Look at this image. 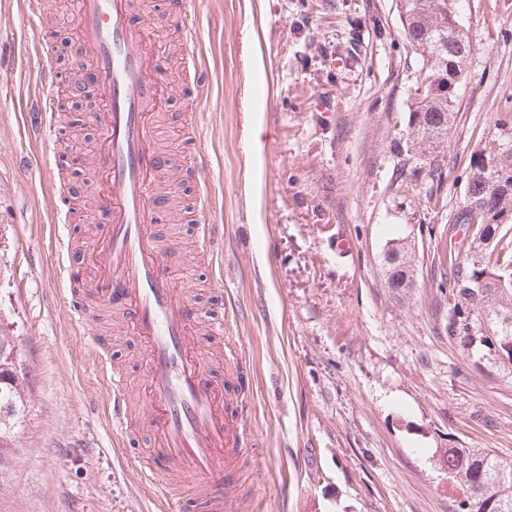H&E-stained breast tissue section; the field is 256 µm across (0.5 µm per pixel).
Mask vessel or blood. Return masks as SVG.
I'll return each instance as SVG.
<instances>
[{"mask_svg":"<svg viewBox=\"0 0 512 512\" xmlns=\"http://www.w3.org/2000/svg\"><path fill=\"white\" fill-rule=\"evenodd\" d=\"M183 41L195 48L200 35L185 0H170ZM80 20L78 51L85 61L75 82L92 86L99 106L93 120L100 131L92 156L96 189L88 204L101 217L81 259L59 242L60 273L68 285L71 326L88 323L78 288H94L117 310L128 335L141 346L149 447L130 458L166 512H251L252 503L236 492L238 466L250 447L246 397L239 368L216 378L202 357L204 345L224 350V317L200 310L171 273L181 260L160 226L171 201L159 187L166 179L205 185L202 169L175 168L156 142L162 97L187 96L201 84L200 73L185 82L168 77L150 22L131 0H75ZM53 65L42 68L36 105L26 127L51 140L58 124ZM90 343L98 355L96 371L108 394L110 425L124 441L138 437L128 410L130 382L112 363L107 342ZM178 474L196 481L189 496L169 481Z\"/></svg>","mask_w":512,"mask_h":512,"instance_id":"b4317fda","label":"vessel or blood"}]
</instances>
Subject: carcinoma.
Masks as SVG:
<instances>
[{
  "mask_svg": "<svg viewBox=\"0 0 512 512\" xmlns=\"http://www.w3.org/2000/svg\"><path fill=\"white\" fill-rule=\"evenodd\" d=\"M462 0H399L405 38L425 74L421 90L410 94V116L416 117V138L399 147L400 156H417L410 168L422 177L427 200L440 190L447 165L441 144L454 121L458 90L467 78L473 44ZM498 148L480 150L470 159V177L448 223L464 228L465 239L493 246L482 254L448 249L453 278L443 281L448 306L443 319L448 339L462 350L482 351L486 363L512 362V280L497 288H478L480 277L495 269L512 268V127L500 130ZM393 264L384 265L387 287L398 289L404 278L417 277L416 251L394 240ZM15 342L0 335V441L10 437L25 414L27 377L15 363ZM448 478L462 488L460 512H512V461L482 448L448 449Z\"/></svg>",
  "mask_w": 512,
  "mask_h": 512,
  "instance_id": "cac0c4a2",
  "label": "carcinoma"
}]
</instances>
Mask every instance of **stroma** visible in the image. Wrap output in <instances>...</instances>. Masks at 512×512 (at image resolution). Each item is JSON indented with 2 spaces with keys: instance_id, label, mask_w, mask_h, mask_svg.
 <instances>
[{
  "instance_id": "obj_1",
  "label": "stroma",
  "mask_w": 512,
  "mask_h": 512,
  "mask_svg": "<svg viewBox=\"0 0 512 512\" xmlns=\"http://www.w3.org/2000/svg\"><path fill=\"white\" fill-rule=\"evenodd\" d=\"M67 3L46 0L39 29L30 0H0V332L28 374L26 414L0 448V512H161L109 430L96 354L69 324L58 274L57 237L80 246L91 211L78 198L56 218L48 198L90 171L52 164L64 144L24 127L42 60L78 28L62 21ZM469 5L474 49L444 143L441 214L413 177L393 175L415 65L397 0H191L201 146L175 98L159 136L176 164L205 168L218 242L197 262L195 220L168 222L185 257L172 274L200 306L224 305L250 385L256 446L241 491L256 512H457L447 449L512 460V375L450 343L438 312L446 212L471 154L512 116V0ZM137 9L180 52L168 0ZM395 234L419 250L416 287L385 283ZM340 237L352 243L343 255ZM83 296L91 330L140 380L135 339L92 289Z\"/></svg>"
}]
</instances>
